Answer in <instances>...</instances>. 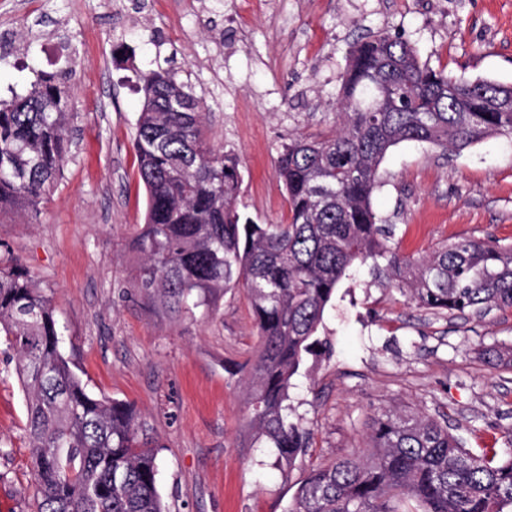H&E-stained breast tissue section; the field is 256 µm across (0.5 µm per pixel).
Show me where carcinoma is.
Listing matches in <instances>:
<instances>
[{"mask_svg":"<svg viewBox=\"0 0 512 512\" xmlns=\"http://www.w3.org/2000/svg\"><path fill=\"white\" fill-rule=\"evenodd\" d=\"M133 150L147 191L136 236L141 287L187 313L221 290L242 289L259 347L249 365L254 440L276 450L288 478L310 433L288 404L291 379L317 343L326 307L356 264L409 293L420 308L512 309V247L462 239L418 260L394 247L395 227L372 207L386 153L405 141L461 151L512 135V85L457 78L379 32L351 47L336 129L277 149L286 224L238 210L237 158L211 144L203 102L171 69L143 78ZM180 99L186 109L173 111ZM72 99L58 73L0 102V215L34 223L67 162ZM0 338L18 358L35 512H166L157 489L160 445L130 404L88 393L62 351L52 301L22 264L0 260ZM512 369V346L488 347ZM372 450L312 468L287 512H512V455L467 448L440 420L383 410Z\"/></svg>","mask_w":512,"mask_h":512,"instance_id":"1","label":"carcinoma"}]
</instances>
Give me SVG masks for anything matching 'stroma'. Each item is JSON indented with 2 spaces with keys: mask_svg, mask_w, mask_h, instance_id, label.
<instances>
[{
  "mask_svg": "<svg viewBox=\"0 0 512 512\" xmlns=\"http://www.w3.org/2000/svg\"><path fill=\"white\" fill-rule=\"evenodd\" d=\"M386 32L430 67L512 84V0H0V99L63 74L78 117L38 223L0 220V257L51 295L63 352L90 393L134 404L157 438L167 512H285L309 469L364 451L382 409L443 416L467 447L512 449V309L435 313L362 267L343 279L291 403L310 447L289 478L251 444L242 365L258 345L243 291L189 314L140 286L146 190L133 150L139 77L172 68L194 86L216 146L234 153L238 206L288 221L277 147L336 126L351 46ZM373 207L398 251L461 239L512 244V138L462 152L415 142L379 167ZM13 354L0 345V512H31L34 476Z\"/></svg>",
  "mask_w": 512,
  "mask_h": 512,
  "instance_id": "35a3bbf8",
  "label": "stroma"
}]
</instances>
